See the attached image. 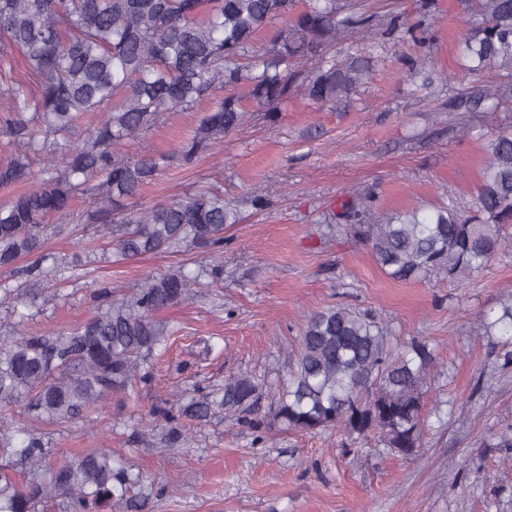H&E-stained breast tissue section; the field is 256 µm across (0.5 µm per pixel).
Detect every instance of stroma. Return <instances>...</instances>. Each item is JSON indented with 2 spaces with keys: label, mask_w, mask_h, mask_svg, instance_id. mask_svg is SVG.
<instances>
[{
  "label": "stroma",
  "mask_w": 512,
  "mask_h": 512,
  "mask_svg": "<svg viewBox=\"0 0 512 512\" xmlns=\"http://www.w3.org/2000/svg\"><path fill=\"white\" fill-rule=\"evenodd\" d=\"M474 0H358L359 10L407 18L428 48L383 38L369 83L346 100L319 107L300 96L257 112L195 163L173 158L202 116L224 96L215 90L196 111L166 113L119 153L169 160L128 211L186 198L217 185L241 202L242 221L224 247L162 252L113 263L108 240L77 199L71 215L50 217L48 249L86 254L75 282L48 291L28 331L69 330L87 320L94 294L109 284L128 294L148 276L184 264H222L224 281L160 313L173 330L155 351L150 376L125 401L52 430L59 455L112 449L143 473L150 512H512V365L501 336L470 328L512 296V249L465 286L436 278L398 281L370 250L340 231L342 207L370 197L385 210H427L453 201L474 206L486 146L512 126V104L490 112L454 110V93L508 82L506 72H467L458 50ZM262 195V206L249 197ZM345 305L372 311L391 341L429 343L437 365L425 397L432 408L423 446L409 459L338 430L317 434L271 427L262 438L216 415L184 442L157 448L165 427L158 408L175 391L197 397L249 373L277 385L307 313Z\"/></svg>",
  "instance_id": "stroma-1"
}]
</instances>
